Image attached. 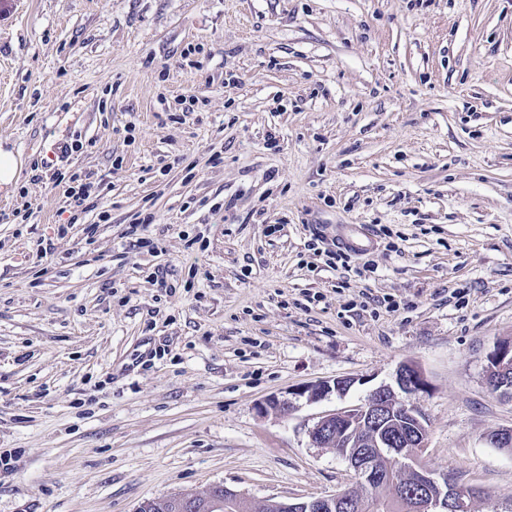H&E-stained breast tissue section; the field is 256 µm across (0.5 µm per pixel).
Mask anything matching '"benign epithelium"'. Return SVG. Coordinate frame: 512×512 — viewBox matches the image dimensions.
<instances>
[{
  "label": "benign epithelium",
  "instance_id": "obj_1",
  "mask_svg": "<svg viewBox=\"0 0 512 512\" xmlns=\"http://www.w3.org/2000/svg\"><path fill=\"white\" fill-rule=\"evenodd\" d=\"M512 363V343L498 345L488 355V363L502 366ZM356 383L353 378H342L334 381H319L306 385L298 391V395L310 401H319L330 394L339 396L346 394ZM428 390V382L423 372L415 365L400 366L396 375V386L382 385L375 389L363 403L337 410L322 417L309 431L311 442L318 447H325L330 441L339 438L345 441L343 458L359 477L362 484L369 485L377 479V472L372 467V453L396 451L403 453L405 459L410 455L404 453L402 440L392 431L391 418L398 410H403L413 421L414 430L418 436H423L425 416L421 410L408 401L399 397L403 393L411 397ZM293 408L291 402L275 396L262 401L258 409L266 412L270 409L282 415L288 414ZM412 472L415 486L414 508L416 512H448V508L459 510L465 507L459 490L448 484V478L437 477L427 468L406 464ZM200 495L194 492H184L174 496L177 508H200L201 512H224L240 496L222 485H214L206 494L204 501H199ZM282 512H337L341 508L351 507L350 491L344 490L329 498L318 497L298 503L286 501L275 502Z\"/></svg>",
  "mask_w": 512,
  "mask_h": 512
}]
</instances>
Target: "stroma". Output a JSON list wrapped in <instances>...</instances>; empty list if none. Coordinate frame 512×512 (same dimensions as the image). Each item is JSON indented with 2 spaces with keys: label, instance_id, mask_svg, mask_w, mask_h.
Returning <instances> with one entry per match:
<instances>
[{
  "label": "stroma",
  "instance_id": "stroma-1",
  "mask_svg": "<svg viewBox=\"0 0 512 512\" xmlns=\"http://www.w3.org/2000/svg\"><path fill=\"white\" fill-rule=\"evenodd\" d=\"M75 140L96 208L61 236L67 186L33 164ZM0 145L21 161L0 512L357 488L309 432L404 363L429 383L422 462L474 512L512 506V452L486 440L512 428L487 382L512 343V0H0ZM145 209L155 253L128 233ZM340 224L377 246L331 269L309 242ZM335 378L356 384L296 394ZM273 395L289 415L259 412ZM355 383V379L352 378H342L334 381H319L317 383L304 386L297 394L299 396H305L309 401H319L333 393L339 396L344 395Z\"/></svg>",
  "mask_w": 512,
  "mask_h": 512
}]
</instances>
